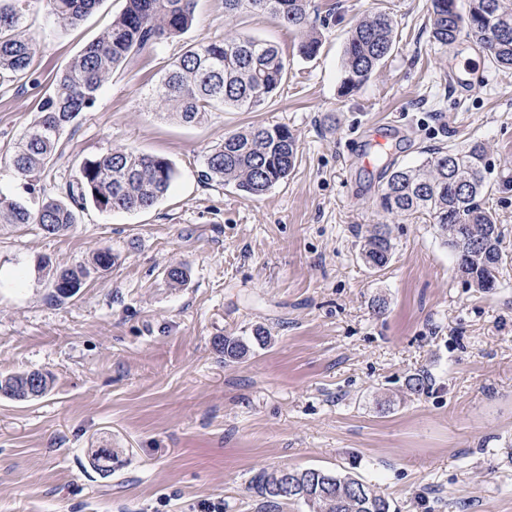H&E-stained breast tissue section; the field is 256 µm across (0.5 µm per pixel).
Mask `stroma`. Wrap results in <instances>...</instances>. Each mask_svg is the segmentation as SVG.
I'll list each match as a JSON object with an SVG mask.
<instances>
[{
	"label": "stroma",
	"instance_id": "1",
	"mask_svg": "<svg viewBox=\"0 0 512 512\" xmlns=\"http://www.w3.org/2000/svg\"><path fill=\"white\" fill-rule=\"evenodd\" d=\"M429 3L310 0L322 45L306 59L270 15L244 11L228 26L224 0H198L190 30L104 83L64 132L45 194L110 149L168 158L176 178L150 209L91 208L58 235L0 224V374L53 377L37 399L0 395V512H262L252 477L286 467L351 473L394 512H512V261L500 288L468 287L430 218L384 213V170L359 161L365 129L382 122L396 129L390 157L401 164L482 141L481 204L512 257V70L465 40L432 44ZM124 6L101 0L68 29L44 8L28 13L33 75L0 87V195L21 192L7 159L40 99ZM381 10L395 50L342 94L346 38ZM230 28L287 56L282 90L258 111H216L196 125L153 112L148 94L164 66ZM465 63L474 74L462 91L449 72ZM254 124L297 138L288 180L259 197L203 182L204 156ZM376 224L395 244L379 271L359 255V232ZM104 249L108 270L77 296L53 298L54 269ZM175 264L188 270L178 288L165 277ZM258 327L271 343L225 361L217 339ZM416 373L429 378L420 395L405 386ZM92 448L111 449L110 472L93 469Z\"/></svg>",
	"mask_w": 512,
	"mask_h": 512
}]
</instances>
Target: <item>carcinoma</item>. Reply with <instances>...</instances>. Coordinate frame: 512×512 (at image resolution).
Wrapping results in <instances>:
<instances>
[{
  "label": "carcinoma",
  "instance_id": "obj_1",
  "mask_svg": "<svg viewBox=\"0 0 512 512\" xmlns=\"http://www.w3.org/2000/svg\"><path fill=\"white\" fill-rule=\"evenodd\" d=\"M100 0H0V86L26 78L35 53L34 39L25 33L30 7L42 4L63 27H74ZM197 0H126L110 27L90 42L58 77L38 104L35 119L19 134L8 165L22 180L25 199L0 196V223L37 224L57 235L77 223L89 207L100 212H136L153 207L169 192L173 164L166 158L134 149H116L79 164L78 175L66 183L63 196L48 197L38 179L61 154V137L84 112L96 104L104 82L135 53L162 38L183 34L195 21ZM242 11L267 13L299 35L298 52L311 59L321 40L310 25L308 0H224L231 18ZM429 33L433 44L448 48L461 36L479 46L498 68L512 69V0H431ZM395 49L394 22L379 11L351 30L342 58L341 92L367 83ZM288 76V60L279 47L263 38L239 34L203 38L172 60L155 89L151 104L180 122L192 125L210 112L226 108L255 112L277 93ZM299 151L286 125H253L228 134L224 144L204 159L201 180L234 185L251 196L263 195L288 178ZM486 147L473 141L462 149L438 148L414 167L390 170L379 195L382 211L391 215L420 213L434 221L442 243L455 255L465 284L481 291L498 287L507 260L501 248L502 230L480 204L486 192ZM361 259L380 270L391 259L393 244L387 225L378 224L361 236ZM112 252H98L89 264L52 273L53 297L62 301L78 294L95 272L112 266ZM268 331L253 336H224L216 345L224 359H243L251 345H267ZM51 378L31 370L0 375V394L16 401L45 395ZM91 466L112 470V449L88 450ZM288 492L275 485L276 471L264 470L252 489L265 512H280L290 503L308 512H391L390 501L362 479L349 473L317 468L281 469Z\"/></svg>",
  "mask_w": 512,
  "mask_h": 512
}]
</instances>
